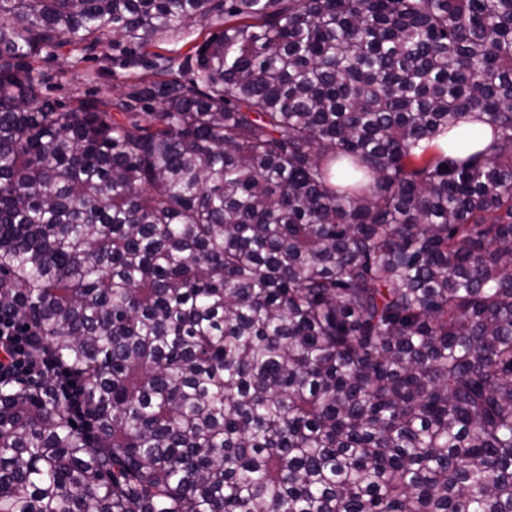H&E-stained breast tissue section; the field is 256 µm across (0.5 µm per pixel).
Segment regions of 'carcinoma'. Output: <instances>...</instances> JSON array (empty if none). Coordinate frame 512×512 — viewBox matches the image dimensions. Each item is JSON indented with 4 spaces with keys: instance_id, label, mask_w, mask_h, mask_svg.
I'll list each match as a JSON object with an SVG mask.
<instances>
[{
    "instance_id": "obj_1",
    "label": "carcinoma",
    "mask_w": 512,
    "mask_h": 512,
    "mask_svg": "<svg viewBox=\"0 0 512 512\" xmlns=\"http://www.w3.org/2000/svg\"><path fill=\"white\" fill-rule=\"evenodd\" d=\"M2 308L0 512H512V0H0ZM223 29L224 26L211 25L209 21H207L205 25L196 26L192 34H186L183 38L157 42L156 45L151 48V51L166 57L175 58V62L178 64L184 61L185 57L190 54L189 50L193 46L200 45L206 38L210 37L212 34L219 33ZM70 50V46L64 47L34 64L47 79L46 92L60 102L68 103L77 94L115 98L128 90V84L154 78L150 57L141 59L114 51L104 60L100 53ZM32 336L30 327L15 313L0 309V381L22 378L33 380L52 376L69 391L73 399L75 386L50 356L46 355L38 362L31 360Z\"/></svg>"
}]
</instances>
